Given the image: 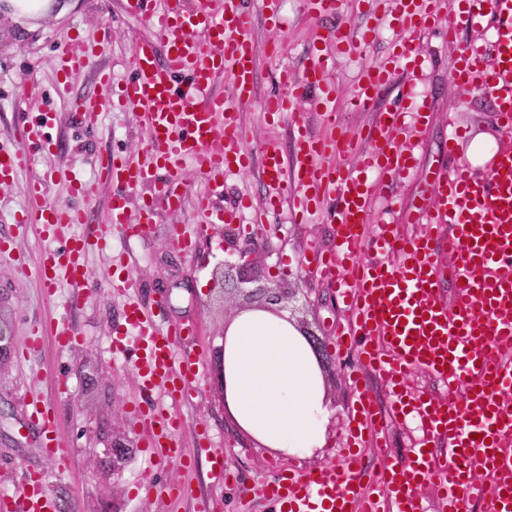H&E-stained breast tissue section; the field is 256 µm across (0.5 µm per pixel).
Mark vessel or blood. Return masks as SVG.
<instances>
[{
  "label": "vessel or blood",
  "mask_w": 512,
  "mask_h": 512,
  "mask_svg": "<svg viewBox=\"0 0 512 512\" xmlns=\"http://www.w3.org/2000/svg\"><path fill=\"white\" fill-rule=\"evenodd\" d=\"M183 2L127 0L129 13L147 20L152 38L134 44L132 73L115 84L107 104L86 98L72 105L73 117L82 126L93 125L104 107L133 109L148 134L147 160L98 159L94 181L73 180L72 202L22 213V233L60 238L64 226L87 223L84 204L93 200L98 185L117 184L123 191L111 197L109 223L124 237L146 236L156 199L178 205L181 172L188 164L207 184L198 201L207 223H233L234 213L219 206L215 197L225 174L245 167L248 159L237 112L253 99V13L249 0H201L191 10ZM310 2L337 20L327 39L343 42L344 0ZM489 17L495 20L493 53L474 43L459 45L455 78L495 99L507 139L498 145L486 175L460 166L435 184L436 199L425 214L427 234L406 239L386 224L373 239L364 233L363 216L373 201L369 174L409 168L408 157L394 142L405 121L404 109L384 111L360 138L320 140L298 133L289 167L276 143L262 148L269 207L288 204L298 219L325 199L339 201L332 216L335 250L326 254L314 248L307 258L315 275L344 285L349 315L336 339L337 351L356 350L362 369L387 379L394 415L419 418L428 434L448 443L447 458L424 445L411 464L388 465L380 493L393 501L394 512H422L414 490L432 480L438 483L444 512H470L475 499L486 502L488 512H512V0H398L394 20L402 30L414 32L442 19L453 38L460 28L481 27ZM161 46L166 49L162 56L157 53ZM89 61L84 40L68 37L55 59L57 95L67 94L69 78ZM326 68L323 52L309 53L302 78L285 75L287 95L266 99L265 114L294 112L296 103L312 94L325 119L334 121L335 89L323 80ZM421 70L418 56L400 47L389 63L365 71L354 106H370L396 72L415 79ZM226 71L232 77L230 95L212 93L214 79ZM181 77L187 78V87L178 86ZM54 119V111L46 107L34 120L15 127L17 148L0 150L1 185L15 183L25 172L26 194L34 200L43 195L46 179L32 168L36 152L50 147L45 130ZM355 149L360 152L355 172L345 174L330 165V157ZM136 192L141 198L135 206L131 196ZM108 244L105 231L92 229L44 251L36 265L22 261L17 268L46 288L68 281L74 308L80 304V287L90 278L87 253L106 250ZM439 249L450 258L457 283L449 307L440 300L435 272ZM125 322L135 330L138 343L129 346L125 333L114 332L113 352L131 356L143 389L167 396L166 401L137 407L136 416L162 457H180L175 442L179 420L171 404L183 395L186 382L198 377L199 360L193 353L177 352L180 325L159 326L138 302L128 303ZM417 369L437 375L456 391V398L415 393L408 376ZM354 388L358 407L348 426L350 436L384 449L388 418L375 410L362 383ZM30 419L42 430V447L53 453L63 448L41 401L33 402ZM476 462L497 476L494 487L474 478ZM361 473V458L351 451L332 467L288 476L274 472L262 491L279 512H376ZM0 512H57V502L45 480L32 477L19 495L0 497Z\"/></svg>",
  "instance_id": "obj_1"
}]
</instances>
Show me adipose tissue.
<instances>
[{
  "label": "adipose tissue",
  "mask_w": 512,
  "mask_h": 512,
  "mask_svg": "<svg viewBox=\"0 0 512 512\" xmlns=\"http://www.w3.org/2000/svg\"><path fill=\"white\" fill-rule=\"evenodd\" d=\"M221 350L224 408L239 431L284 455L325 447L333 410L316 350L292 319L239 311Z\"/></svg>",
  "instance_id": "1"
}]
</instances>
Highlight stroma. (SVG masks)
I'll return each instance as SVG.
<instances>
[{"mask_svg":"<svg viewBox=\"0 0 512 512\" xmlns=\"http://www.w3.org/2000/svg\"><path fill=\"white\" fill-rule=\"evenodd\" d=\"M256 46L255 100L238 113V125L250 152L248 166L227 177L221 205L230 208L241 199L261 205L268 192L262 175V146L278 142L284 159H291L295 144L289 118L264 116L260 102L282 92V68L302 74L306 54L321 47L331 58L325 76L335 87L336 124L328 126L314 99L297 107L298 120L309 136L320 138L337 129L350 134L368 130L380 112L397 104L409 87L405 75H396L380 92L371 108L352 104L366 68L384 62L395 41H405L429 64L418 81L416 92L427 104L424 123H409L395 137L402 151L412 154V172L374 182V204L365 222L373 232L381 216L391 213L399 232L408 238L422 234L419 217L430 208L432 188L438 174L449 163L464 164L476 136L496 145L504 130L491 97L454 79L456 46L476 39V31L460 30L457 44H449L445 22L409 36L391 24L394 0H370L369 5L351 9L346 32L357 36L371 31L369 45L357 54L324 42L328 24L325 15L312 10L307 0H280L283 24L271 30L262 12V0H251ZM0 0V148L14 144L13 128L27 112L23 82L41 84L45 99L57 113L50 131L52 151L38 157L43 169H56L44 197L45 203L71 201L65 177L76 173L93 175V159L99 155L144 158L147 137L129 111L101 113L92 127H79L69 118V104L56 97L54 59L66 36H81L90 51L87 68L70 79L71 96L106 101L108 92L99 83V73L111 71L115 79L129 76L131 51L136 41L152 36L148 22L126 11V0H69L61 11L60 0H46L44 8L31 16L13 19ZM459 127L463 136L455 153H448V130ZM204 181L193 167H185L178 207L158 204L154 221L145 238L112 236V252H93L86 258L91 278L82 288V300L68 309L72 291L61 283L54 293L33 278L15 272L16 259L36 263L44 246L33 235L17 233L15 215L32 208L22 184L0 186V236L16 241L14 257H0V332L6 336V353L0 354V494H19L30 475L43 476L58 503V512H195L199 501L214 504L216 512H275L273 504L259 491L262 481L276 467L311 471L338 463L348 429L352 406L349 372L357 363L355 354L337 356L336 329L347 313L336 286L309 278L305 264L310 243L329 250L336 243V227L329 214L338 203L327 200L301 223H291L287 207L266 212L260 226L266 229L269 247L247 268L248 276L274 280L290 288L311 283L312 304L299 314L302 325L319 335L317 351L333 414L328 444L304 456L283 457L255 446L236 431L221 402V335L223 325L239 303L219 300L212 274L233 248L247 244L255 227L250 224L203 223L196 195ZM181 226L195 246L183 253L172 243V229ZM124 254L126 270L140 285L138 300L161 324L184 326L178 340L182 349L200 359L201 376L186 385L187 400L176 405L182 420L178 443L190 456V464L177 459L158 460L149 446L146 431L134 408L147 400L129 359L113 356L110 336L125 322L126 300L113 294L110 280L115 271L112 254ZM64 320L72 332L67 345L45 335L40 344L30 345L35 322L53 325ZM52 406L59 436L67 448L65 458L48 454L39 444L40 429L29 420L32 399ZM214 442L224 453V465L233 483L218 484L211 476L213 455L206 451ZM125 447L124 457L113 458L112 449ZM153 489H146V481Z\"/></svg>","mask_w":512,"mask_h":512,"instance_id":"stroma-1","label":"stroma"}]
</instances>
